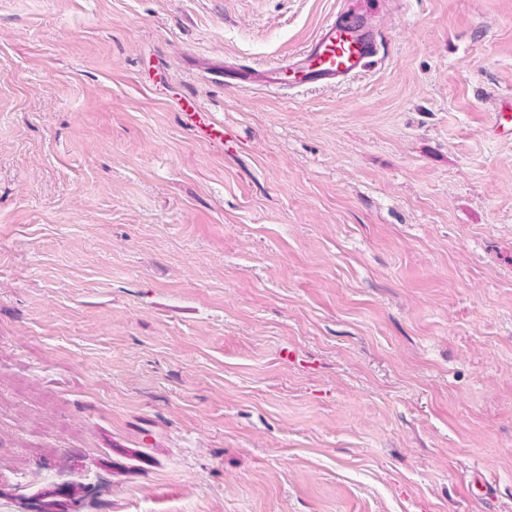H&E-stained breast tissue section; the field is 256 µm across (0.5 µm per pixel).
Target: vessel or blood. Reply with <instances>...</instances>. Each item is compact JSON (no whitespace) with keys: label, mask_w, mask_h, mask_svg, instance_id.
<instances>
[{"label":"vessel or blood","mask_w":512,"mask_h":512,"mask_svg":"<svg viewBox=\"0 0 512 512\" xmlns=\"http://www.w3.org/2000/svg\"><path fill=\"white\" fill-rule=\"evenodd\" d=\"M377 46L378 35L362 16L334 15L319 26L300 54L263 70L228 69L224 76L243 89L277 90L291 83L300 88L334 86L366 71Z\"/></svg>","instance_id":"vessel-or-blood-1"}]
</instances>
